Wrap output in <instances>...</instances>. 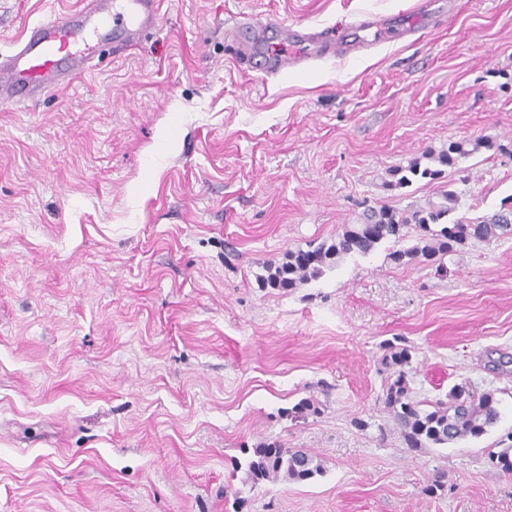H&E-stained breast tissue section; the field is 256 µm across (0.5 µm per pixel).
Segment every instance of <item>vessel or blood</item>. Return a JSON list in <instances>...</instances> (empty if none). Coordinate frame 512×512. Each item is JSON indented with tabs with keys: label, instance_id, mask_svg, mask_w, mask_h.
<instances>
[{
	"label": "vessel or blood",
	"instance_id": "1",
	"mask_svg": "<svg viewBox=\"0 0 512 512\" xmlns=\"http://www.w3.org/2000/svg\"><path fill=\"white\" fill-rule=\"evenodd\" d=\"M160 0H81L78 8L36 22L8 55L0 57V102L16 103L69 86L94 66L104 41L130 46L159 29ZM356 45L329 29H286L263 58L273 73L301 63L352 55Z\"/></svg>",
	"mask_w": 512,
	"mask_h": 512
}]
</instances>
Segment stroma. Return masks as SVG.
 I'll return each instance as SVG.
<instances>
[{
  "instance_id": "35a3bbf8",
  "label": "stroma",
  "mask_w": 512,
  "mask_h": 512,
  "mask_svg": "<svg viewBox=\"0 0 512 512\" xmlns=\"http://www.w3.org/2000/svg\"><path fill=\"white\" fill-rule=\"evenodd\" d=\"M407 41L358 15L415 0H161L162 27L89 74L0 104V512H512L488 461L512 433V237L434 263L386 247L297 288L256 276L365 211L512 198V0H433ZM77 0H0V52ZM235 22L346 27L370 51L268 75ZM490 139L440 179L391 169ZM415 399L496 393L481 438L409 450L383 404L389 345ZM320 411L295 419L302 399ZM263 442L324 465L249 488ZM442 474L443 492L426 486ZM254 33H255V27L254 26H242L241 24H237L236 27L231 28L230 34L233 38V41H235L241 49L242 56L244 57L245 61L253 68V52L252 48L254 45Z\"/></svg>"
}]
</instances>
